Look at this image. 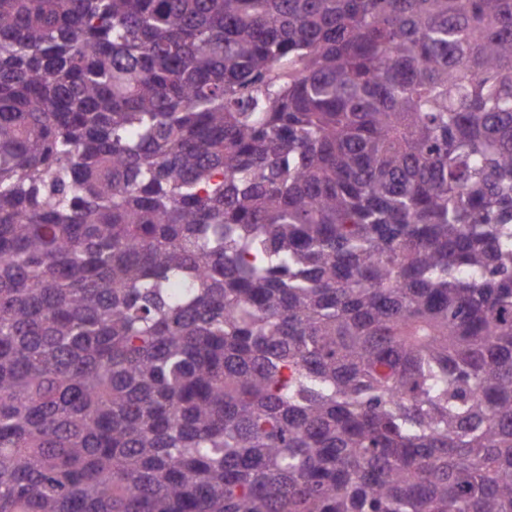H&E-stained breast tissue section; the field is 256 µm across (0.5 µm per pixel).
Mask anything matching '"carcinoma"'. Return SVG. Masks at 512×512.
<instances>
[{"label": "carcinoma", "mask_w": 512, "mask_h": 512, "mask_svg": "<svg viewBox=\"0 0 512 512\" xmlns=\"http://www.w3.org/2000/svg\"><path fill=\"white\" fill-rule=\"evenodd\" d=\"M0 512H512V0H0Z\"/></svg>", "instance_id": "cac0c4a2"}]
</instances>
